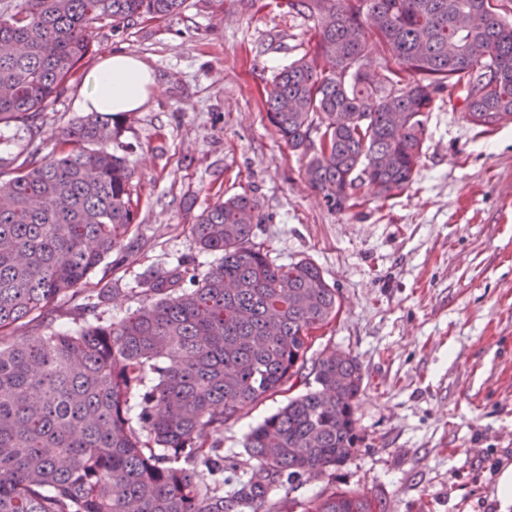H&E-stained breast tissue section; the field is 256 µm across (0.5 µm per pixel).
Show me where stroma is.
<instances>
[{"instance_id": "35a3bbf8", "label": "stroma", "mask_w": 512, "mask_h": 512, "mask_svg": "<svg viewBox=\"0 0 512 512\" xmlns=\"http://www.w3.org/2000/svg\"><path fill=\"white\" fill-rule=\"evenodd\" d=\"M266 2L225 0L220 14L191 4L159 25L94 30L86 67L125 53L159 78L122 131L140 209L111 269L87 280L117 289L99 313L137 307L130 290L148 271L216 263L198 250L194 217L219 195L256 193L265 217L256 242L280 263L311 259L340 296L312 355L340 348L364 375L357 452L292 498L333 485L381 498L389 512H502L498 479L512 466V124L481 135L439 101L404 193L328 211L263 105L273 72L315 42L285 0ZM86 90L75 84L49 103L45 137L80 117ZM287 399L225 424V452L242 453L249 429Z\"/></svg>"}]
</instances>
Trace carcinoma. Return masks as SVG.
<instances>
[{
  "instance_id": "carcinoma-1",
  "label": "carcinoma",
  "mask_w": 512,
  "mask_h": 512,
  "mask_svg": "<svg viewBox=\"0 0 512 512\" xmlns=\"http://www.w3.org/2000/svg\"><path fill=\"white\" fill-rule=\"evenodd\" d=\"M186 0L0 3V124L26 129L0 158V512H284L288 493L336 469L360 442L363 374L349 353L309 357L336 319V288L310 259L278 263L253 241L264 221L247 192L196 216L205 274L181 263L137 283L142 304L87 319L114 289L83 297L57 330L58 301L121 246L135 223V169L122 118L89 112L42 138L44 108L117 34L181 14ZM316 50L279 68L266 117L306 159L304 178L341 212L364 186L389 200L413 182L429 112L462 99L480 133L512 123V0H288ZM384 47L365 64L367 38ZM464 56L448 57V42ZM393 158L381 169L377 160ZM305 391L244 437L247 459L208 438L295 385ZM137 409L136 418L130 411ZM301 512H386L382 500L328 487Z\"/></svg>"
}]
</instances>
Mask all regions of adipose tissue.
<instances>
[{"label":"adipose tissue","mask_w":512,"mask_h":512,"mask_svg":"<svg viewBox=\"0 0 512 512\" xmlns=\"http://www.w3.org/2000/svg\"><path fill=\"white\" fill-rule=\"evenodd\" d=\"M85 80L89 90L79 100V108L113 114L137 111L157 84L155 72L127 54L104 56Z\"/></svg>","instance_id":"ef3b65f1"}]
</instances>
